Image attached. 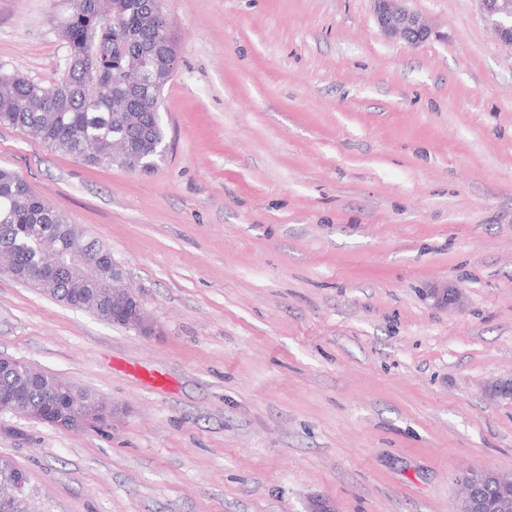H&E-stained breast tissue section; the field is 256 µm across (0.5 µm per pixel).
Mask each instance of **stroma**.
<instances>
[{"mask_svg": "<svg viewBox=\"0 0 512 512\" xmlns=\"http://www.w3.org/2000/svg\"><path fill=\"white\" fill-rule=\"evenodd\" d=\"M62 0H0V70L49 85ZM162 0L179 67L148 174L0 127V168L108 249L142 336L0 273V354L115 414L0 415L30 512H453L512 472V49L477 0ZM448 283L459 309L424 290ZM373 1L375 20L385 37L400 40L409 46H417L430 38L432 30L429 24L404 5L407 0ZM458 482L461 486V494L456 502L454 512H477L479 509V498L476 496L478 490L492 484L501 489H508L512 486V474L472 468L459 476ZM504 493L512 500V488L509 492L505 491Z\"/></svg>", "mask_w": 512, "mask_h": 512, "instance_id": "35a3bbf8", "label": "stroma"}]
</instances>
